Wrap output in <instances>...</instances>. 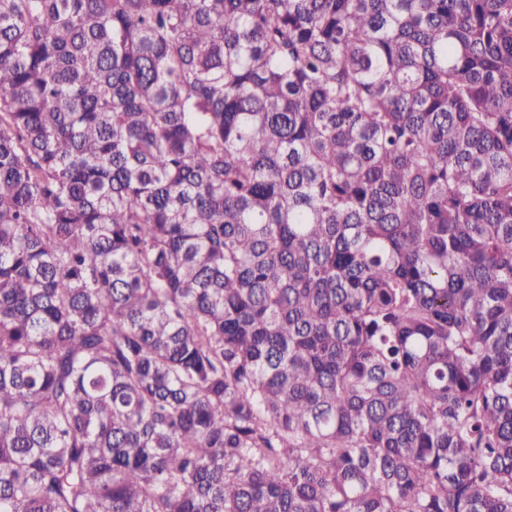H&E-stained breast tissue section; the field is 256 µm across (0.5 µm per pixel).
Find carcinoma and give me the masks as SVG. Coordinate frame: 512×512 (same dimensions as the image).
Wrapping results in <instances>:
<instances>
[{"mask_svg": "<svg viewBox=\"0 0 512 512\" xmlns=\"http://www.w3.org/2000/svg\"><path fill=\"white\" fill-rule=\"evenodd\" d=\"M0 512H512V0H0Z\"/></svg>", "mask_w": 512, "mask_h": 512, "instance_id": "cac0c4a2", "label": "carcinoma"}]
</instances>
